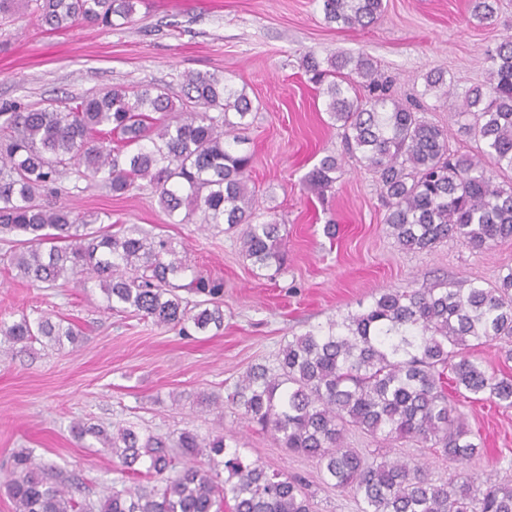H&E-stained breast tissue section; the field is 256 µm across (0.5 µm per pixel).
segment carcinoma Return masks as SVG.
<instances>
[{
	"label": "carcinoma",
	"mask_w": 512,
	"mask_h": 512,
	"mask_svg": "<svg viewBox=\"0 0 512 512\" xmlns=\"http://www.w3.org/2000/svg\"><path fill=\"white\" fill-rule=\"evenodd\" d=\"M138 0H0V24L20 10L50 31L80 21L129 23ZM473 16L493 20L499 0H472ZM324 21L365 28L383 0H321ZM487 77L469 88L455 112L473 156L451 154L448 133L395 100L391 80L368 55L324 59L309 52L302 68L327 98L331 125L347 153L373 172L386 204L384 223L404 250L430 251L452 237L477 251L512 241V37L487 49ZM252 102L212 74L182 75L178 94L147 86H112L60 104L0 111V240L17 276L36 288L96 279L106 308L150 319L185 336L224 326V283L187 263L171 241L137 225L89 230L97 214H75L47 201L72 177L114 196L149 188L171 224L196 215L204 228L237 235L242 255L270 279L286 268L285 225L259 221L248 186L252 155L240 132ZM118 145H112V138ZM340 170L322 157L305 177L322 195ZM201 297L190 303L181 295ZM42 336L58 346L78 333L46 316L0 320V343L27 346ZM496 342L512 360V268L493 287L441 282L432 288H387L366 306L294 336L274 368L250 367L232 402L271 432L280 446L316 460L324 482L350 491L360 512H512V487L466 471L479 452L448 388L465 399L512 408V377L488 371L473 349ZM356 428L387 442L414 441L455 466L446 481L401 457L347 446ZM120 461V474H144L150 488L112 490L94 504L17 455L6 484L16 512H314L305 484L261 463H246L224 434L201 439L183 431L173 445L133 427L112 434L77 425ZM196 460L178 466L169 448ZM227 477L218 481V458Z\"/></svg>",
	"instance_id": "carcinoma-1"
}]
</instances>
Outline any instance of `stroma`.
<instances>
[{
  "label": "stroma",
  "mask_w": 512,
  "mask_h": 512,
  "mask_svg": "<svg viewBox=\"0 0 512 512\" xmlns=\"http://www.w3.org/2000/svg\"><path fill=\"white\" fill-rule=\"evenodd\" d=\"M470 3L387 0L366 29L326 24L318 0H140L133 22L113 28L81 22L45 32L27 16L0 27L2 109L22 111L115 85L175 91L186 72L213 73L245 89L253 105L245 135L257 212L288 231L287 268L271 280L242 257L235 238L201 230L195 219L169 223L149 190L115 197L82 181L58 196L74 212H102L114 225L138 224L185 247L193 268L224 281V326L182 336L108 310L96 286L29 287L0 260V319L44 315L81 336L62 349L43 338L25 348L0 345V512L15 510L5 483L26 448L53 478L82 484L94 502L117 482L132 490L150 485L146 476L121 477L94 437L75 438L77 424L132 426L170 443L186 430L203 438L220 430L245 462L305 478L314 512H358L351 493L322 483L315 460L280 447L249 422L230 399L235 382L251 365H275L292 337L357 310L382 289L495 285L512 268V243L477 252L451 238L429 252L400 249L387 233L371 173L346 154L301 59L308 51L371 56L390 77L395 98L422 101L425 119L447 128L452 150L470 155L475 143L458 133L454 112L465 91L483 81L487 48L512 35V0H502L489 24L472 17ZM434 70L448 80L441 97L424 92ZM328 154L341 169L321 200L304 177ZM454 404L484 442L469 473L494 470L512 480V408L461 398ZM346 442L426 462L436 479L452 473L446 460L409 442L391 446L356 431Z\"/></svg>",
  "instance_id": "obj_1"
}]
</instances>
